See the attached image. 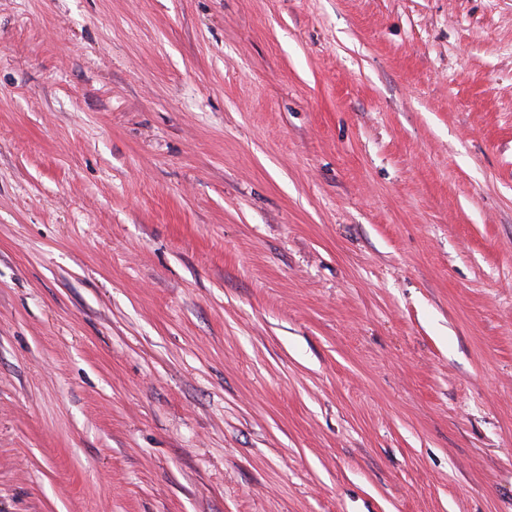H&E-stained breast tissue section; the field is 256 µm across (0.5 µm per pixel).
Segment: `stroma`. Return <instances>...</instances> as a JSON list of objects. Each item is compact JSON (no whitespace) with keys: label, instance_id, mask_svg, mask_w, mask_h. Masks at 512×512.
I'll use <instances>...</instances> for the list:
<instances>
[{"label":"stroma","instance_id":"1","mask_svg":"<svg viewBox=\"0 0 512 512\" xmlns=\"http://www.w3.org/2000/svg\"><path fill=\"white\" fill-rule=\"evenodd\" d=\"M0 512H512V0H0Z\"/></svg>","mask_w":512,"mask_h":512}]
</instances>
